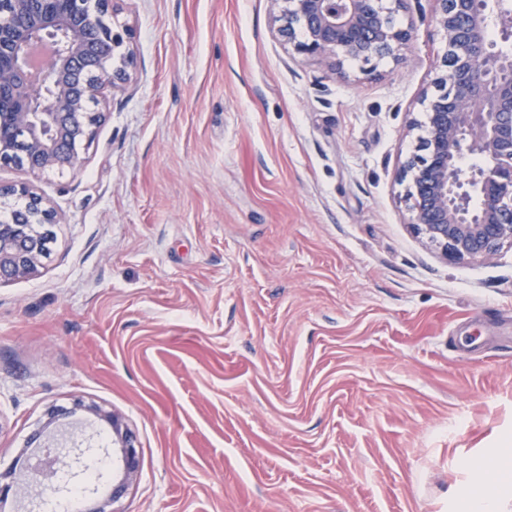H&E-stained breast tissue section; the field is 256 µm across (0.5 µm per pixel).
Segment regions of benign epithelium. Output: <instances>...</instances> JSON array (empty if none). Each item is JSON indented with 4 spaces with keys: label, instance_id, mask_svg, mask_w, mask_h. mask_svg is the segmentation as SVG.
<instances>
[{
    "label": "benign epithelium",
    "instance_id": "obj_1",
    "mask_svg": "<svg viewBox=\"0 0 512 512\" xmlns=\"http://www.w3.org/2000/svg\"><path fill=\"white\" fill-rule=\"evenodd\" d=\"M112 0H0V165H18L31 177L0 186V280L35 275L52 241L55 212L36 181L75 172L80 152L106 120L108 92L128 79V30L114 20ZM278 36L306 57L340 55L365 64L395 54L409 28L394 15L406 0H280ZM443 34L444 70L437 91L421 99L425 120L404 161L400 181L410 224L453 261L474 262L512 246V0H434ZM502 28L501 44L489 30ZM479 159L465 169L464 153ZM112 429V489L90 497L83 512H112L139 471L137 448L122 419L87 408ZM60 414L29 438L34 466L0 473V512L8 499L31 505L62 496L57 455L70 477L84 469L73 430L54 428Z\"/></svg>",
    "mask_w": 512,
    "mask_h": 512
}]
</instances>
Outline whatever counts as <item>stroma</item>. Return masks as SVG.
Segmentation results:
<instances>
[{
	"label": "stroma",
	"mask_w": 512,
	"mask_h": 512,
	"mask_svg": "<svg viewBox=\"0 0 512 512\" xmlns=\"http://www.w3.org/2000/svg\"><path fill=\"white\" fill-rule=\"evenodd\" d=\"M375 68L292 56L273 0H114L134 64L0 282V471L49 408L134 436L117 512H456L512 450V249L451 262L399 169L433 0Z\"/></svg>",
	"instance_id": "stroma-1"
}]
</instances>
